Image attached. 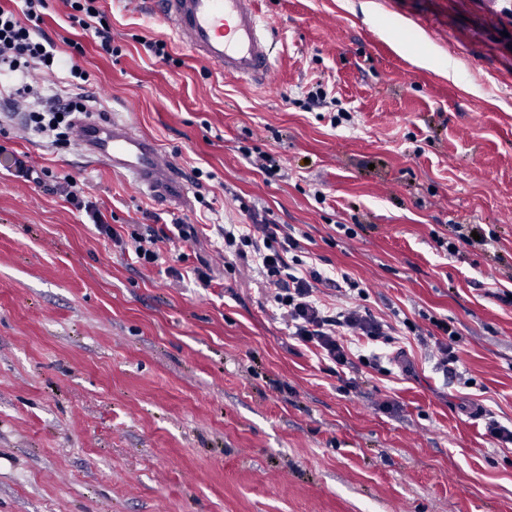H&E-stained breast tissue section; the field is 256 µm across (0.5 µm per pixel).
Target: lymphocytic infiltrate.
I'll return each mask as SVG.
<instances>
[{"mask_svg":"<svg viewBox=\"0 0 512 512\" xmlns=\"http://www.w3.org/2000/svg\"><path fill=\"white\" fill-rule=\"evenodd\" d=\"M67 4L70 25L81 28L106 54H117L118 49L112 44V28L104 23L98 0H67ZM46 8L47 0H22L16 7L0 6V75L5 78L0 85V97L24 102L44 96L45 86L55 83L60 63L56 43L42 27ZM66 82L67 95L46 96L44 111L28 112L25 122L28 131L51 135L53 145L58 148L71 144L77 117L87 110L89 80L78 63H71ZM10 162L16 179L51 193H63L67 203L96 224L99 233L119 245L130 242L138 262L159 261L157 243L167 238V230L149 227L145 232L123 238L107 224L77 183L54 180L51 171L36 170L22 155L12 156ZM221 234L225 252L252 262L253 272L292 336L318 348L322 359L342 367L359 362L374 368L380 362L379 353L374 350L357 355L354 346L390 345L402 333L417 330L415 323L408 320L398 327L361 312L351 301L359 288L358 282L352 279L346 282L343 301L333 306L324 303L318 287L328 277L317 265L300 258V242L288 225L270 223L253 212L247 223L224 225Z\"/></svg>","mask_w":512,"mask_h":512,"instance_id":"1","label":"lymphocytic infiltrate"}]
</instances>
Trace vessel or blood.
I'll return each instance as SVG.
<instances>
[{"instance_id":"vessel-or-blood-1","label":"vessel or blood","mask_w":512,"mask_h":512,"mask_svg":"<svg viewBox=\"0 0 512 512\" xmlns=\"http://www.w3.org/2000/svg\"><path fill=\"white\" fill-rule=\"evenodd\" d=\"M156 12L177 40L225 76L267 84L274 71L273 47L251 0H156ZM78 148L95 163L128 175L155 200L185 203L187 180L157 144L114 114L82 123Z\"/></svg>"}]
</instances>
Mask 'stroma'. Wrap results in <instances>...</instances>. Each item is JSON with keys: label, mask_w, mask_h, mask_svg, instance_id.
Listing matches in <instances>:
<instances>
[{"label": "stroma", "mask_w": 512, "mask_h": 512, "mask_svg": "<svg viewBox=\"0 0 512 512\" xmlns=\"http://www.w3.org/2000/svg\"><path fill=\"white\" fill-rule=\"evenodd\" d=\"M255 6L275 37L265 87L200 61L150 0H101L117 56L49 0L45 28L82 45L98 104L192 189L185 205L154 202L14 122L0 147L83 183L121 234L197 233L140 264L0 158V512H512V445L478 415L512 424L499 298L512 290V13L492 0ZM315 87L332 102L310 110ZM340 111L352 123H334ZM247 148L280 176L255 172ZM250 208L357 280L360 306L423 337L384 375L338 372L298 343L223 251L217 225ZM203 261L207 288L192 275ZM436 318L457 332L452 374L431 358Z\"/></svg>", "instance_id": "stroma-1"}]
</instances>
